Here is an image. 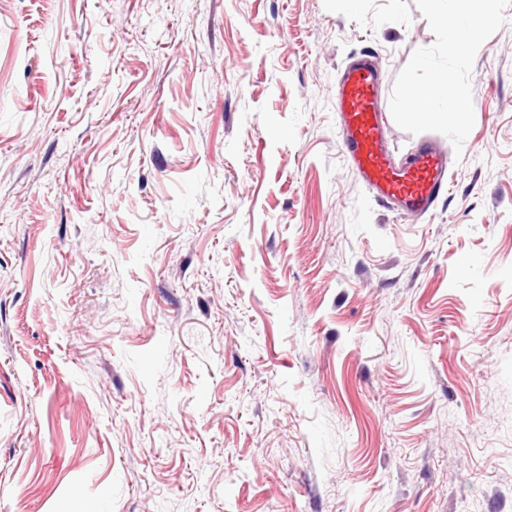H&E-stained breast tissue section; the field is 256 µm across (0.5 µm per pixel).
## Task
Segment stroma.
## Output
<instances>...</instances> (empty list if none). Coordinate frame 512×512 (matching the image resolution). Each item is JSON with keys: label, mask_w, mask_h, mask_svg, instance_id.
Instances as JSON below:
<instances>
[{"label": "stroma", "mask_w": 512, "mask_h": 512, "mask_svg": "<svg viewBox=\"0 0 512 512\" xmlns=\"http://www.w3.org/2000/svg\"><path fill=\"white\" fill-rule=\"evenodd\" d=\"M448 195L346 165L416 0H0V512H512V5ZM384 76L369 55L341 74L334 94L341 149L348 167L381 205L418 222L447 195L448 153L433 139L422 140L398 162L381 107Z\"/></svg>", "instance_id": "obj_1"}]
</instances>
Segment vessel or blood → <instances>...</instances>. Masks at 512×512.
Returning <instances> with one entry per match:
<instances>
[{
	"instance_id": "obj_1",
	"label": "vessel or blood",
	"mask_w": 512,
	"mask_h": 512,
	"mask_svg": "<svg viewBox=\"0 0 512 512\" xmlns=\"http://www.w3.org/2000/svg\"><path fill=\"white\" fill-rule=\"evenodd\" d=\"M382 70L362 55L341 74L334 94L341 149L348 167L381 205L403 219L420 220L447 195L448 153L422 140L396 160L381 107Z\"/></svg>"
}]
</instances>
